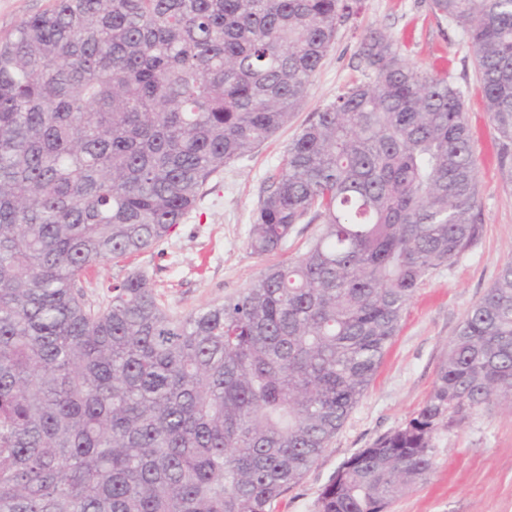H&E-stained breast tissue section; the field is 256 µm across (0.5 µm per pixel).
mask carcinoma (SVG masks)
I'll return each instance as SVG.
<instances>
[{"label": "carcinoma", "mask_w": 512, "mask_h": 512, "mask_svg": "<svg viewBox=\"0 0 512 512\" xmlns=\"http://www.w3.org/2000/svg\"><path fill=\"white\" fill-rule=\"evenodd\" d=\"M357 0H54L0 40V512H271L357 405L429 276L482 235L460 92L378 29L366 79L288 144L248 246L309 249L177 316L133 270L224 166L275 135ZM467 35L512 182V0H432ZM512 407V261L405 424L316 512H385L437 440Z\"/></svg>", "instance_id": "carcinoma-1"}]
</instances>
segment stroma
<instances>
[{
	"instance_id": "35a3bbf8",
	"label": "stroma",
	"mask_w": 512,
	"mask_h": 512,
	"mask_svg": "<svg viewBox=\"0 0 512 512\" xmlns=\"http://www.w3.org/2000/svg\"><path fill=\"white\" fill-rule=\"evenodd\" d=\"M372 28L387 33L409 65L446 75L462 91L477 161L483 235L473 249L417 288L362 399L275 512H315L320 492L345 460L414 416L459 324L499 267L512 261V184L501 172L498 133L484 108L462 30L436 16L431 0H360L358 15L339 26L307 98L288 125L214 176L196 208L166 241L132 263H101L83 283L88 300L96 304L109 284L139 269L156 285L166 307L185 315L239 295L264 268L304 253L320 225H296L284 246L265 256L249 249V230L262 192L281 170L301 124L363 80L358 48ZM434 456L428 479L406 490L386 512H512V413L504 405L493 402L470 413L438 440Z\"/></svg>"
}]
</instances>
